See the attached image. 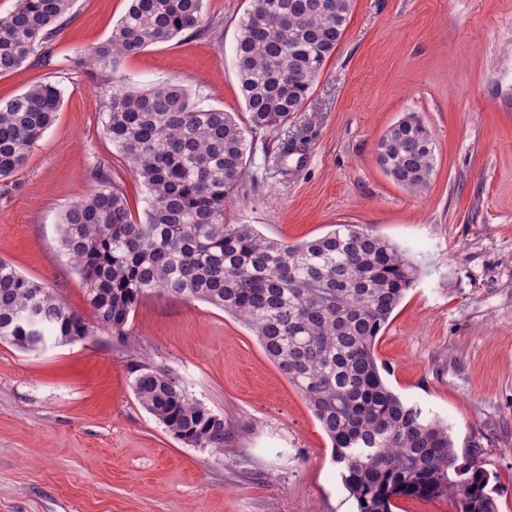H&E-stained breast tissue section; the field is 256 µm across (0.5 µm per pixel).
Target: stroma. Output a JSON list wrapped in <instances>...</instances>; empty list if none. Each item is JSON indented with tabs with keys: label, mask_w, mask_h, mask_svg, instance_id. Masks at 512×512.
I'll return each instance as SVG.
<instances>
[{
	"label": "stroma",
	"mask_w": 512,
	"mask_h": 512,
	"mask_svg": "<svg viewBox=\"0 0 512 512\" xmlns=\"http://www.w3.org/2000/svg\"><path fill=\"white\" fill-rule=\"evenodd\" d=\"M249 0H204L206 27L118 59L116 76L170 81L244 116L235 68ZM128 0H75L51 65L0 75V99L63 89L27 164L0 180V259L43 280L87 321L59 248L65 211L105 163L132 212L147 193L104 133L105 74L86 51ZM434 139L435 174L412 193L379 167L404 113ZM302 151L282 156L286 137ZM247 178L224 220L294 243L353 224L399 246L417 279L376 338L381 375L476 455L512 512V0H353L344 35L285 129L248 134ZM126 341L107 332L27 352L0 341V512H355L331 442L251 329L210 304L141 299ZM168 369L234 434L223 453L174 438L139 403L131 366ZM479 449H471V441Z\"/></svg>",
	"instance_id": "35a3bbf8"
}]
</instances>
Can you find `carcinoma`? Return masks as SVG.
<instances>
[{
  "label": "carcinoma",
  "instance_id": "carcinoma-1",
  "mask_svg": "<svg viewBox=\"0 0 512 512\" xmlns=\"http://www.w3.org/2000/svg\"><path fill=\"white\" fill-rule=\"evenodd\" d=\"M74 0H18L0 16V75L32 58L50 60L49 42L71 18ZM352 0H250L235 48L246 124L160 82L110 95L104 131L147 191L134 215L122 190L97 174L72 204L59 246L85 285L96 325L43 281L0 260V340L33 351L53 337L71 344L94 328L119 338L137 304L160 292L238 316L267 357L306 398L332 443L333 461L356 512H393L396 500L449 499L456 512H498L497 490L476 462L458 464L448 427L394 393L374 354L376 337L412 287L416 269L385 238L353 224L288 243L250 224L224 223L246 179V132L275 131L303 109L335 53ZM203 0H130L109 40L87 49L112 71L120 57L196 34ZM63 91L41 82L0 100V178L27 163L59 111ZM376 158L410 192L433 176L435 143L408 112L384 132ZM141 406L175 438L224 452V416L190 398L167 369H132Z\"/></svg>",
  "mask_w": 512,
  "mask_h": 512
}]
</instances>
